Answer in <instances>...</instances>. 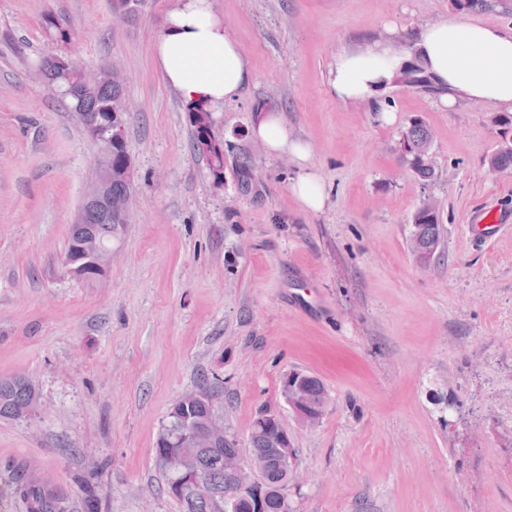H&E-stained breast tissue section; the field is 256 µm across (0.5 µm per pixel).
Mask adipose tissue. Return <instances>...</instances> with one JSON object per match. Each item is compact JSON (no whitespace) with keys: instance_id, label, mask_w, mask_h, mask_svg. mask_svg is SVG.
<instances>
[{"instance_id":"adipose-tissue-1","label":"adipose tissue","mask_w":512,"mask_h":512,"mask_svg":"<svg viewBox=\"0 0 512 512\" xmlns=\"http://www.w3.org/2000/svg\"><path fill=\"white\" fill-rule=\"evenodd\" d=\"M413 53L423 58L440 87V105L453 109L490 103L512 112V28L479 21H438L415 28L403 42L388 35L368 49L338 52L329 69L330 88L340 102L366 104L388 118L391 106L384 94ZM154 64L164 82L186 100L215 109L244 94L252 82L249 59L209 0H178L154 47ZM252 135L269 156L285 154L297 162L290 191L305 210L321 212L327 193L311 169V145L294 137L282 116L271 110L264 111Z\"/></svg>"}]
</instances>
